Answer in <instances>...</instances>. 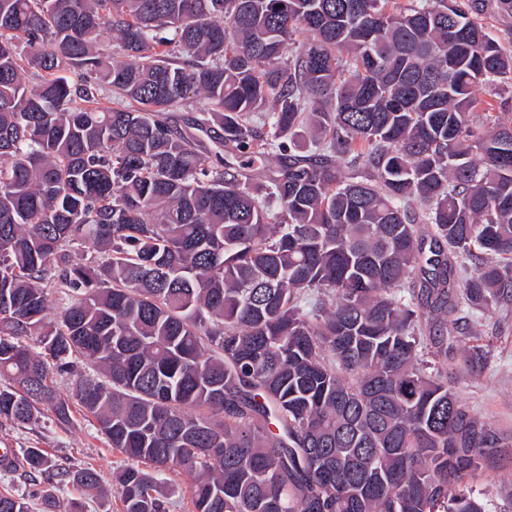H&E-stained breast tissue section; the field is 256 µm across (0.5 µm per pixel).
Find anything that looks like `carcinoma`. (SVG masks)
<instances>
[{
    "label": "carcinoma",
    "mask_w": 512,
    "mask_h": 512,
    "mask_svg": "<svg viewBox=\"0 0 512 512\" xmlns=\"http://www.w3.org/2000/svg\"><path fill=\"white\" fill-rule=\"evenodd\" d=\"M504 80L459 0H0V421L83 408L123 512L171 470L193 512H486L512 441L445 363L481 371L467 319L512 300V121L476 94ZM0 471L41 512L104 494L41 448Z\"/></svg>",
    "instance_id": "cac0c4a2"
}]
</instances>
